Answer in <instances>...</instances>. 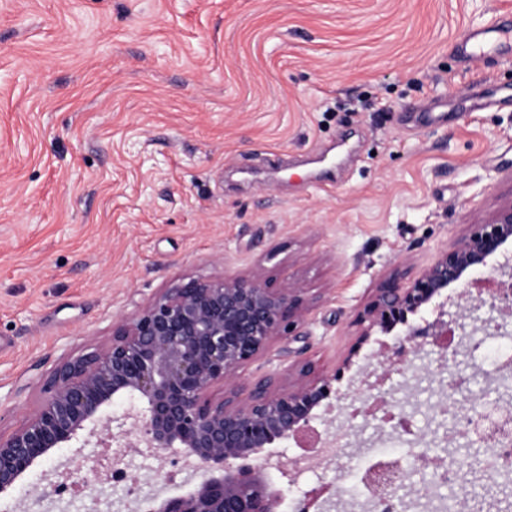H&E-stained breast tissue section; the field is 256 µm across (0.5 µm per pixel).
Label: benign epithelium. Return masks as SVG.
Wrapping results in <instances>:
<instances>
[{
  "label": "benign epithelium",
  "instance_id": "benign-epithelium-1",
  "mask_svg": "<svg viewBox=\"0 0 512 512\" xmlns=\"http://www.w3.org/2000/svg\"><path fill=\"white\" fill-rule=\"evenodd\" d=\"M511 246L512 200L470 225L415 276L391 274L360 318L361 343L376 329L403 330L387 380L406 374L413 350L437 349L448 365V402L440 413L454 421L464 379L453 371L457 351H448V337L465 331L467 318L478 322L471 337L502 331L500 313L512 310V281L497 280L488 261ZM481 268L488 277L470 278ZM450 288L471 296L468 313L452 315L432 305ZM307 312L304 289L294 283L276 288L258 270L219 280L190 278L163 290L113 324L109 341L62 359L43 380L36 409L12 433L0 435V494L56 449L78 441L85 446L95 437L117 457L127 448H146L175 459L194 457L209 469L192 492L156 499L146 512H283L286 490L274 486L256 460L277 441L299 442L313 432L315 410L331 397L336 374L310 381L311 366L296 360L252 382L244 399L237 379L274 339L304 324ZM283 378L286 388L278 384ZM395 393L391 384L360 403L349 427L361 415L367 423L414 435ZM121 400L129 407L117 414L113 406ZM468 403L466 414L481 415L492 403L491 389L470 393ZM406 479L394 460L378 461L360 476L373 498L399 493Z\"/></svg>",
  "mask_w": 512,
  "mask_h": 512
}]
</instances>
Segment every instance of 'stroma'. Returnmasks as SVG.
I'll return each instance as SVG.
<instances>
[{"label": "stroma", "instance_id": "stroma-1", "mask_svg": "<svg viewBox=\"0 0 512 512\" xmlns=\"http://www.w3.org/2000/svg\"><path fill=\"white\" fill-rule=\"evenodd\" d=\"M512 24V0H0V433L38 405L64 357L182 279L259 270L296 283L310 310L241 372L253 382L300 350L312 376L339 369L326 413L336 455L294 442L292 497L333 480L387 433L345 429L347 404L376 392L397 332L359 342V315L395 270L512 200V48L475 60L465 29ZM472 390L486 375L460 346ZM394 376L417 431L442 419L445 373L419 353ZM138 479L137 497L113 466ZM131 452L60 449L31 467L0 512H129L191 491L200 468ZM79 471L93 494L45 495ZM462 512H499L504 478L437 486Z\"/></svg>", "mask_w": 512, "mask_h": 512}]
</instances>
